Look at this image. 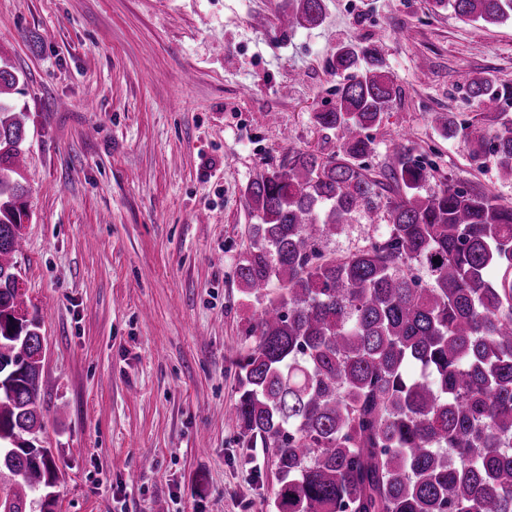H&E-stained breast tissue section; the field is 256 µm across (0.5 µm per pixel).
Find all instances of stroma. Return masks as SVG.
<instances>
[{
  "mask_svg": "<svg viewBox=\"0 0 512 512\" xmlns=\"http://www.w3.org/2000/svg\"><path fill=\"white\" fill-rule=\"evenodd\" d=\"M289 0H0V56L27 115L30 219L16 260L46 345L43 434L56 512H272L270 454L226 413L259 303L237 267L256 222L244 190L288 153L336 151L313 115L336 102L338 42L377 43L402 97L371 129L381 174L400 145L512 203L495 157L452 122L501 129L464 87L512 85V23L430 0H324L313 29ZM385 210L325 240L339 255Z\"/></svg>",
  "mask_w": 512,
  "mask_h": 512,
  "instance_id": "1",
  "label": "stroma"
}]
</instances>
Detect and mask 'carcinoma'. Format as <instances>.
<instances>
[{
    "label": "carcinoma",
    "instance_id": "1",
    "mask_svg": "<svg viewBox=\"0 0 512 512\" xmlns=\"http://www.w3.org/2000/svg\"><path fill=\"white\" fill-rule=\"evenodd\" d=\"M430 2L512 22V0ZM323 18V0H293L284 16L290 28ZM333 69L336 104L314 121L340 149L295 151L245 188L259 224L237 274L261 311L228 420L246 447L271 450L275 512H512V205L432 183V164L405 149L384 179L370 176L368 130L401 88L373 43L337 44ZM18 81L0 59V497L11 512H53L52 449L11 442L41 433L43 409L39 321L15 330L29 220L24 113L7 98ZM467 92L490 112L512 102V86L488 78ZM459 132L512 179V125ZM383 198L385 235L355 253L323 249Z\"/></svg>",
    "mask_w": 512,
    "mask_h": 512
}]
</instances>
